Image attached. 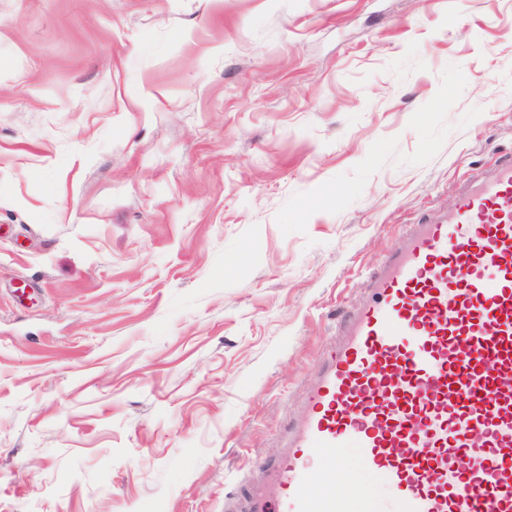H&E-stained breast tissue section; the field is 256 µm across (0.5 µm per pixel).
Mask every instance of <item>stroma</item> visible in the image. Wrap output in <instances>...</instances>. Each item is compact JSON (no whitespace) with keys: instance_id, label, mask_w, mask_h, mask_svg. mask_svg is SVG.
<instances>
[{"instance_id":"1","label":"stroma","mask_w":512,"mask_h":512,"mask_svg":"<svg viewBox=\"0 0 512 512\" xmlns=\"http://www.w3.org/2000/svg\"><path fill=\"white\" fill-rule=\"evenodd\" d=\"M509 149L512 0H0V512H224Z\"/></svg>"}]
</instances>
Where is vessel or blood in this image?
I'll list each match as a JSON object with an SVG mask.
<instances>
[{
	"label": "vessel or blood",
	"instance_id": "obj_1",
	"mask_svg": "<svg viewBox=\"0 0 512 512\" xmlns=\"http://www.w3.org/2000/svg\"><path fill=\"white\" fill-rule=\"evenodd\" d=\"M248 512H353L317 491L354 452L399 512H512V153L368 277Z\"/></svg>",
	"mask_w": 512,
	"mask_h": 512
}]
</instances>
